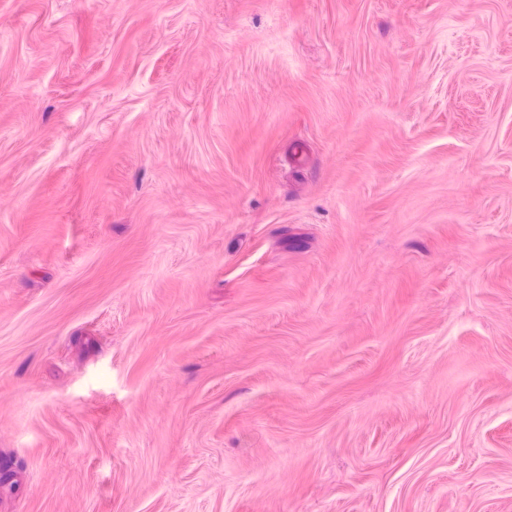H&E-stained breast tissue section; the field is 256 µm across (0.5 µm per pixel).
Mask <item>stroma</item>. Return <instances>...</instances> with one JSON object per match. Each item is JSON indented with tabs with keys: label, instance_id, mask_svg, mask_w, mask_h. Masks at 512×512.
I'll use <instances>...</instances> for the list:
<instances>
[{
	"label": "stroma",
	"instance_id": "stroma-1",
	"mask_svg": "<svg viewBox=\"0 0 512 512\" xmlns=\"http://www.w3.org/2000/svg\"><path fill=\"white\" fill-rule=\"evenodd\" d=\"M0 512H512V0H0Z\"/></svg>",
	"mask_w": 512,
	"mask_h": 512
}]
</instances>
